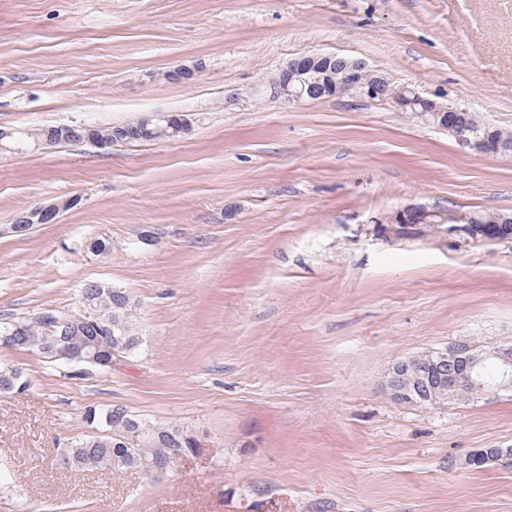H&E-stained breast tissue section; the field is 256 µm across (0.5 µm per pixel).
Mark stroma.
<instances>
[{
	"mask_svg": "<svg viewBox=\"0 0 512 512\" xmlns=\"http://www.w3.org/2000/svg\"><path fill=\"white\" fill-rule=\"evenodd\" d=\"M302 53L512 130V0H0V128L190 121L104 154L0 152V319L73 310L98 281L131 297L139 338L109 370L0 345L29 382L0 395V512H512V467L464 465L512 448V389L443 407L385 389L408 356L512 344V239L374 224L416 203L511 214L512 153L388 103L272 100ZM74 194L58 223L7 233ZM91 406L198 446L151 478L74 472L62 450Z\"/></svg>",
	"mask_w": 512,
	"mask_h": 512,
	"instance_id": "obj_1",
	"label": "stroma"
}]
</instances>
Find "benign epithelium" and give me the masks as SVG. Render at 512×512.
<instances>
[{
    "label": "benign epithelium",
    "mask_w": 512,
    "mask_h": 512,
    "mask_svg": "<svg viewBox=\"0 0 512 512\" xmlns=\"http://www.w3.org/2000/svg\"><path fill=\"white\" fill-rule=\"evenodd\" d=\"M333 59L342 64L344 73L351 77L345 85L346 92L350 95L372 101L379 98L403 112L407 111L408 106L411 105L409 94L416 92V89L408 86L394 88L390 86V80L382 74L375 78L374 82L364 83L358 79V76L369 70L366 62L328 53H303L289 59L280 69L281 77L272 82L273 96L283 97L292 102H301L332 91L331 84L326 82L315 86L302 84L297 87L288 81V73H305L311 70L316 62ZM422 101L432 112L431 123L454 136L460 145L485 155L512 151V145L507 142L472 135V131L460 120L461 111L446 112L436 101L428 97L422 98ZM154 118L166 122L158 132L160 137L168 135L167 129L172 125L176 126L180 135L188 130L185 119L178 115L161 113L154 115ZM78 202L79 197L71 196L61 202L40 204L18 216L7 231L21 233L24 225L33 218L40 224H56L64 208H70ZM441 215L442 208L437 205H406L376 221V233L386 239L396 236H417L421 232V225L434 223ZM498 224H512V215H503ZM496 225L480 224L475 216L465 214L448 227H440V230H446L450 234L463 233L483 242H497L501 237L500 229L496 228ZM72 350L76 354V359L90 358L100 367L110 368L114 359L120 357L114 349L104 351L96 345L93 346L81 340L72 347ZM487 356L498 359L503 374L507 375L512 370L511 345L496 348L487 353ZM480 359L481 356L475 347L465 343L454 344L444 350L428 354L410 356L393 365L386 379L385 388L391 397L398 401L430 402L442 405L465 402L478 394L487 392V388L479 380L476 372Z\"/></svg>",
    "instance_id": "benign-epithelium-1"
}]
</instances>
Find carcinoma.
<instances>
[{
  "mask_svg": "<svg viewBox=\"0 0 512 512\" xmlns=\"http://www.w3.org/2000/svg\"><path fill=\"white\" fill-rule=\"evenodd\" d=\"M472 133L481 137L490 135L512 142V130L485 123L474 111L466 112ZM96 139L117 143H139L151 140L147 131L137 122L121 126L96 128ZM88 302L97 314L95 323L68 328L47 324L35 316L25 320L0 322V344L23 350L36 351L47 359L67 360L62 351L73 345L79 337L85 340H103L123 347L127 355L139 345L129 327L132 301L125 291L97 282L88 294ZM481 379L492 386L503 379L496 361L488 359L479 365ZM28 387L17 368L0 369V393H22ZM83 419L89 426L106 431L104 435H84L70 442L65 450L64 464L78 472L109 468L114 472L143 471L149 462L170 465L181 453L198 447L192 436L175 427L158 426L131 415L121 407L85 410Z\"/></svg>",
  "mask_w": 512,
  "mask_h": 512,
  "instance_id": "carcinoma-1",
  "label": "carcinoma"
}]
</instances>
